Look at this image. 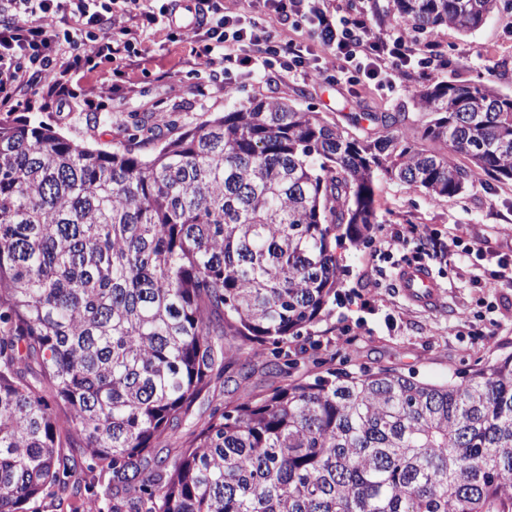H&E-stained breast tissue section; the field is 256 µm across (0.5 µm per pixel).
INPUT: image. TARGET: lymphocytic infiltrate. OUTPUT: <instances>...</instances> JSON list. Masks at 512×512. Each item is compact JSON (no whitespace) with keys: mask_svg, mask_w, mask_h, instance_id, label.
I'll list each match as a JSON object with an SVG mask.
<instances>
[{"mask_svg":"<svg viewBox=\"0 0 512 512\" xmlns=\"http://www.w3.org/2000/svg\"><path fill=\"white\" fill-rule=\"evenodd\" d=\"M268 17L284 13L316 34L324 56H331L337 81L357 83L367 78L383 84L411 68L439 66L433 43L400 31H374L363 14L344 16L325 0H264ZM69 14L66 27L53 17ZM174 11L172 0H0V109L12 110L34 84L61 85L70 71L88 67L100 57L129 50L140 22L163 25ZM194 38L199 57L231 69L243 44L278 58L287 71L322 73V61L307 57L295 42L277 40L266 26L241 17L218 14L212 0H197ZM96 44L94 53L81 51L79 36Z\"/></svg>","mask_w":512,"mask_h":512,"instance_id":"lymphocytic-infiltrate-1","label":"lymphocytic infiltrate"}]
</instances>
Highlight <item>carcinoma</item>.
<instances>
[{"mask_svg": "<svg viewBox=\"0 0 512 512\" xmlns=\"http://www.w3.org/2000/svg\"><path fill=\"white\" fill-rule=\"evenodd\" d=\"M499 2L388 13L468 35ZM408 93L441 150L405 111L363 113L380 131L361 138L276 96L146 157L0 124V512L46 492L92 512H512V353L442 385L289 358L349 276L337 250L370 242L380 181L433 201L512 182V93ZM264 354L287 382L258 393ZM229 372L237 398L169 447Z\"/></svg>", "mask_w": 512, "mask_h": 512, "instance_id": "1", "label": "carcinoma"}]
</instances>
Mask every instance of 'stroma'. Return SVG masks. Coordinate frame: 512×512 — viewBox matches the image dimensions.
Instances as JSON below:
<instances>
[{
    "instance_id": "1",
    "label": "stroma",
    "mask_w": 512,
    "mask_h": 512,
    "mask_svg": "<svg viewBox=\"0 0 512 512\" xmlns=\"http://www.w3.org/2000/svg\"><path fill=\"white\" fill-rule=\"evenodd\" d=\"M429 39L449 61L442 79L492 82L512 91V0H501L500 10L472 34L442 28ZM193 47L191 36L172 41L162 26H141L128 53L99 59L94 70L69 73L62 90L32 88L16 110L0 111V123L41 121L75 143L106 151L127 146L135 131L146 154L235 102L278 96L323 113L352 135L373 137L377 126L356 122V115L410 108L407 87L420 77L411 70L390 85L351 86L329 76L289 74L277 61L236 66L227 75L199 59ZM229 79L237 84L230 95L224 90ZM378 199L376 236L405 233L413 223L439 243L461 224L482 247L484 260L473 267L452 251L434 256L429 267L442 302L426 309L406 298L396 278L397 266L414 261V249L397 250L388 262L372 257L371 247L347 248L342 258L350 275L342 297L310 337L293 341V352H303L314 337L333 364L347 360L356 369L413 372L439 384L512 353V287L495 276L498 260L512 259V182L484 179L458 198L433 201L382 181Z\"/></svg>"
}]
</instances>
